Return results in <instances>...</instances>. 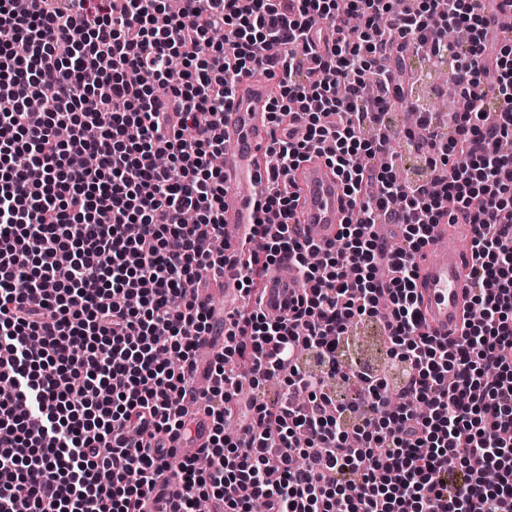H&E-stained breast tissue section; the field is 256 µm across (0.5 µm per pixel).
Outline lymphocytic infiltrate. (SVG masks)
Returning <instances> with one entry per match:
<instances>
[{"label":"lymphocytic infiltrate","mask_w":512,"mask_h":512,"mask_svg":"<svg viewBox=\"0 0 512 512\" xmlns=\"http://www.w3.org/2000/svg\"><path fill=\"white\" fill-rule=\"evenodd\" d=\"M418 2L0 0V512H147L172 480L177 512L206 498L220 512H512V42L490 41L500 0ZM452 28L466 37L451 54ZM423 44L468 106L449 132L428 111L404 129L424 162L409 181L383 116L415 80L385 65ZM258 72L270 142L239 290L251 298L285 256L303 295L284 317L246 303L220 341L199 273L225 261L211 158ZM81 154L95 164L71 165ZM314 154L350 203L334 245L294 221L293 177ZM434 224L479 228L472 315L444 342L415 288ZM368 318L397 383L339 357ZM271 381L273 404L239 400ZM339 382L356 397L336 402ZM190 393L212 423L204 470L166 445L186 435ZM234 414L243 434L225 432Z\"/></svg>","instance_id":"f902f5d3"}]
</instances>
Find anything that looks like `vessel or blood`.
<instances>
[{
  "mask_svg": "<svg viewBox=\"0 0 512 512\" xmlns=\"http://www.w3.org/2000/svg\"><path fill=\"white\" fill-rule=\"evenodd\" d=\"M269 137L267 90L258 83L242 82L232 106L224 114V180L228 192L224 199V243L237 246L253 217L255 199V160ZM300 206L297 222L302 228H315L322 243L335 241L340 224L348 213L349 201L333 170L323 159L312 158L297 173ZM476 225L466 227V245H449L447 225H437L419 263L416 280L430 335L440 338L458 334L470 283L466 277L472 262L471 240ZM239 270L226 262L224 274L214 288L208 289L209 301L237 296ZM302 284L296 265L281 259L265 272L261 285V306L270 315H286L299 301ZM191 438L177 442L181 458L198 455L208 442L210 421L198 415L191 419Z\"/></svg>",
  "mask_w": 512,
  "mask_h": 512,
  "instance_id": "obj_1",
  "label": "vessel or blood"
}]
</instances>
